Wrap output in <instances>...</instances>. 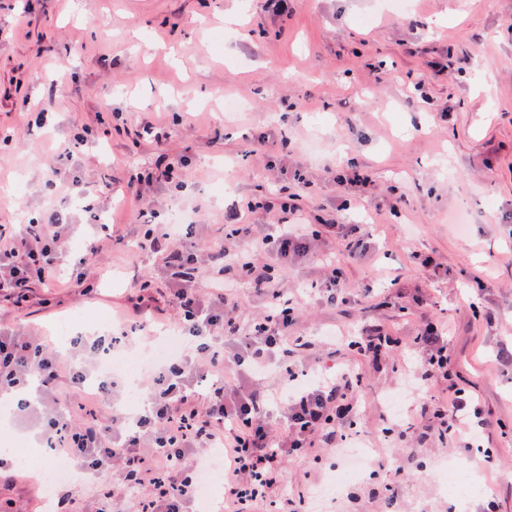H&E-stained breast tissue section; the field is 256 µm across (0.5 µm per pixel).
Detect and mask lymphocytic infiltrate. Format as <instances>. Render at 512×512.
I'll return each mask as SVG.
<instances>
[{"instance_id":"obj_1","label":"lymphocytic infiltrate","mask_w":512,"mask_h":512,"mask_svg":"<svg viewBox=\"0 0 512 512\" xmlns=\"http://www.w3.org/2000/svg\"><path fill=\"white\" fill-rule=\"evenodd\" d=\"M140 250L166 248L168 286L156 297L151 280H141L130 299L134 313L164 302L188 340L179 359L167 362L146 383L142 409L114 411L110 420L87 409L112 402L111 381L89 384L87 371L62 359L45 341L0 325V395L15 396L16 413L36 415L42 441L87 473L116 472L97 512H112L117 497H131L134 512H182L195 501L194 466L210 449L224 451L223 512H251L282 480L285 464L302 456L315 432L347 442L352 423L342 401L362 381L358 364L331 377L301 380L295 365L307 347L292 335L296 308L286 298L281 276L294 257L319 234L314 224H277L271 232L251 224H228L224 242L206 252L171 224L157 223L151 206L141 210ZM71 226L56 207L44 208L30 224H0V291L15 308L29 300L33 284L62 278L95 279L86 260L66 261ZM215 269L200 284L204 266ZM270 300L268 312L242 325L233 293L240 286ZM421 381L442 373L446 403L431 428L442 443L484 426L475 396L453 379L448 341L427 331ZM278 372V386L245 387L227 371Z\"/></svg>"}]
</instances>
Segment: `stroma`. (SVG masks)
I'll list each match as a JSON object with an SVG mask.
<instances>
[{
  "label": "stroma",
  "mask_w": 512,
  "mask_h": 512,
  "mask_svg": "<svg viewBox=\"0 0 512 512\" xmlns=\"http://www.w3.org/2000/svg\"><path fill=\"white\" fill-rule=\"evenodd\" d=\"M288 0L277 14L268 0H0V224L22 222L47 203L68 213L66 250L85 253L97 236L94 212L116 225L123 244L102 258L92 294L65 281L34 289L26 307L0 297V320L58 345V329L80 315V335L122 337L124 357L148 343L125 318L137 276L166 288L162 253H127L138 235L144 200L164 218L190 214L194 234L211 245L231 203L253 204L247 223L266 231L282 221L281 195L298 194L299 220L335 217L359 225L364 253L349 260L323 236L295 257L281 285L298 305L297 335L311 342L310 372H339L351 362L344 339L380 326L397 345L363 361L350 401L357 433L383 454L352 485L334 512H451L440 464L480 472L489 494L465 499L466 512H512V0ZM443 73H435V64ZM42 104L45 127L25 114ZM168 126L156 144L145 122ZM94 140L59 158L74 129ZM286 141L259 144L272 127ZM85 187L49 191L53 165ZM179 170L181 191L165 183L128 187L132 173ZM367 175L363 186H338L340 174ZM304 175L309 187L297 184ZM333 254L344 270L345 298L328 304L319 291ZM434 263L414 264V255ZM399 282L379 294L384 275ZM448 328L451 370L478 396L489 421L470 447L444 446L428 428L446 384L431 383L421 403L415 369L424 357L416 337L428 321ZM414 423L409 439L383 437ZM341 460L316 438L286 464L282 494L306 500ZM36 475L0 477V500L48 512Z\"/></svg>",
  "instance_id": "35a3bbf8"
}]
</instances>
